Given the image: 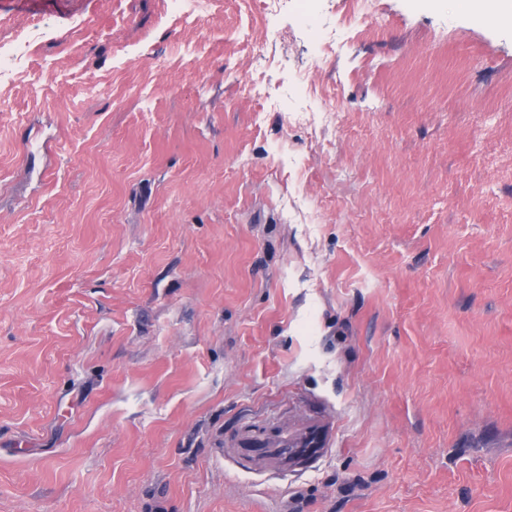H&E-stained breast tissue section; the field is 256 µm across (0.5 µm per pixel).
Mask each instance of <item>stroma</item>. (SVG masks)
I'll list each match as a JSON object with an SVG mask.
<instances>
[{"mask_svg": "<svg viewBox=\"0 0 512 512\" xmlns=\"http://www.w3.org/2000/svg\"><path fill=\"white\" fill-rule=\"evenodd\" d=\"M378 4L318 63L288 6L0 0L53 73L0 88V512H512V30ZM333 433V426L319 415L292 429L273 419L262 429L242 427L230 437L229 444L242 449L241 457L235 460L242 470L262 466L288 473L319 459L330 447Z\"/></svg>", "mask_w": 512, "mask_h": 512, "instance_id": "1", "label": "stroma"}]
</instances>
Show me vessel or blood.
I'll return each mask as SVG.
<instances>
[{"label":"vessel or blood","instance_id":"obj_1","mask_svg":"<svg viewBox=\"0 0 512 512\" xmlns=\"http://www.w3.org/2000/svg\"><path fill=\"white\" fill-rule=\"evenodd\" d=\"M332 438V425L317 415L292 429L276 419L260 429L244 427L230 437L229 443L240 450L235 460L238 468L262 466L285 473L319 459Z\"/></svg>","mask_w":512,"mask_h":512}]
</instances>
